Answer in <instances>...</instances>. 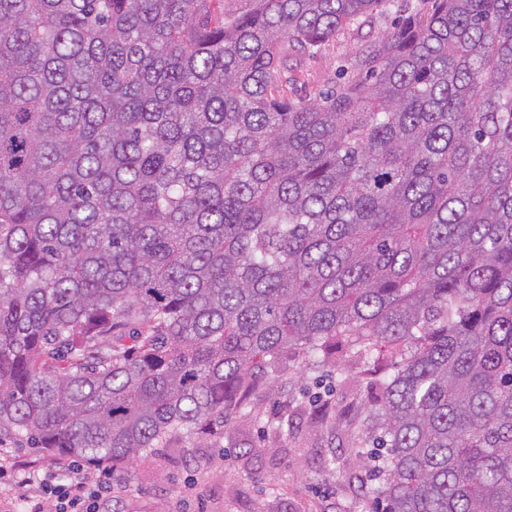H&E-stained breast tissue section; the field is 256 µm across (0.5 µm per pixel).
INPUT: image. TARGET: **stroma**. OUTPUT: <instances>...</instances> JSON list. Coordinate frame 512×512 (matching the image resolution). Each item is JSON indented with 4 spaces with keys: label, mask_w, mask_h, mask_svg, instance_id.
<instances>
[{
    "label": "stroma",
    "mask_w": 512,
    "mask_h": 512,
    "mask_svg": "<svg viewBox=\"0 0 512 512\" xmlns=\"http://www.w3.org/2000/svg\"><path fill=\"white\" fill-rule=\"evenodd\" d=\"M393 16L373 14L363 25L337 30L309 56L282 43V92L314 98L339 83V70L389 32ZM288 383L278 391L259 386L250 397L248 422L223 436L173 440L170 449L139 463L131 478L113 481L117 512H374L367 474L357 451L364 444L365 409L376 368H301L289 357ZM84 477L96 489L99 472L88 462L55 460L27 442L0 440V512H30L39 487Z\"/></svg>",
    "instance_id": "obj_1"
}]
</instances>
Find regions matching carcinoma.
<instances>
[{"mask_svg":"<svg viewBox=\"0 0 512 512\" xmlns=\"http://www.w3.org/2000/svg\"><path fill=\"white\" fill-rule=\"evenodd\" d=\"M215 2L0 0V434L121 475L386 352L376 512H512V0ZM395 14L374 13L363 25H347L336 31L322 50L314 56L303 54L283 42L280 46L279 65L282 70L281 94L288 99L318 97L322 90L337 85L341 66L351 60L366 46L377 41L394 26Z\"/></svg>","mask_w":512,"mask_h":512,"instance_id":"1","label":"carcinoma"}]
</instances>
